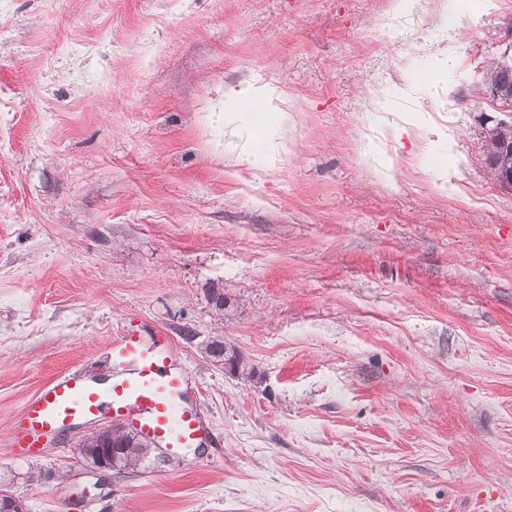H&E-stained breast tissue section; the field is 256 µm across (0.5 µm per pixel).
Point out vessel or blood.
Segmentation results:
<instances>
[{
  "instance_id": "b4317fda",
  "label": "vessel or blood",
  "mask_w": 512,
  "mask_h": 512,
  "mask_svg": "<svg viewBox=\"0 0 512 512\" xmlns=\"http://www.w3.org/2000/svg\"><path fill=\"white\" fill-rule=\"evenodd\" d=\"M116 379L98 392L83 375H64L26 403L13 426L11 445L18 458L37 459L49 438L75 418L109 417L163 448H195L205 438L196 403L187 399L189 377L174 359L167 340L152 343L122 332L110 344Z\"/></svg>"
}]
</instances>
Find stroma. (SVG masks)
Instances as JSON below:
<instances>
[{"mask_svg":"<svg viewBox=\"0 0 512 512\" xmlns=\"http://www.w3.org/2000/svg\"><path fill=\"white\" fill-rule=\"evenodd\" d=\"M511 26L512 0H0V483L30 512H512V192L485 163ZM252 82L285 98L277 165L225 153ZM123 329L169 336L223 445L100 498L93 424L34 461L10 437ZM211 348L210 358L215 363L224 361V346H228L230 350L235 354V369L238 376H250L253 372V367H249L247 359L243 352L238 349L235 345L224 341V337H213L208 340ZM224 372L229 375H233L232 360L224 361Z\"/></svg>","mask_w":512,"mask_h":512,"instance_id":"stroma-1","label":"stroma"}]
</instances>
